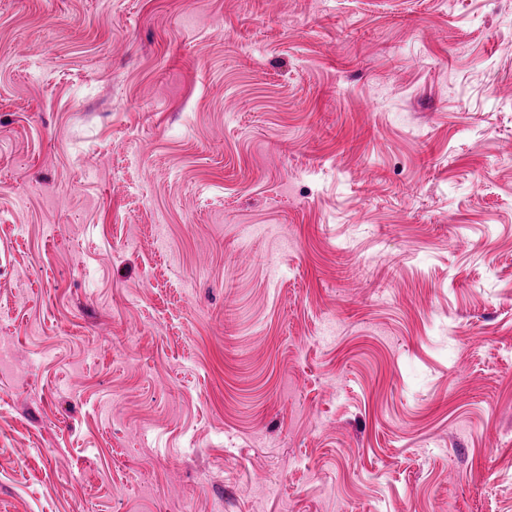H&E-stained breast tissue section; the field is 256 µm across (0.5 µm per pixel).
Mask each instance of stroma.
Instances as JSON below:
<instances>
[{"label":"stroma","instance_id":"obj_1","mask_svg":"<svg viewBox=\"0 0 512 512\" xmlns=\"http://www.w3.org/2000/svg\"><path fill=\"white\" fill-rule=\"evenodd\" d=\"M0 512H512V0H0Z\"/></svg>","mask_w":512,"mask_h":512}]
</instances>
